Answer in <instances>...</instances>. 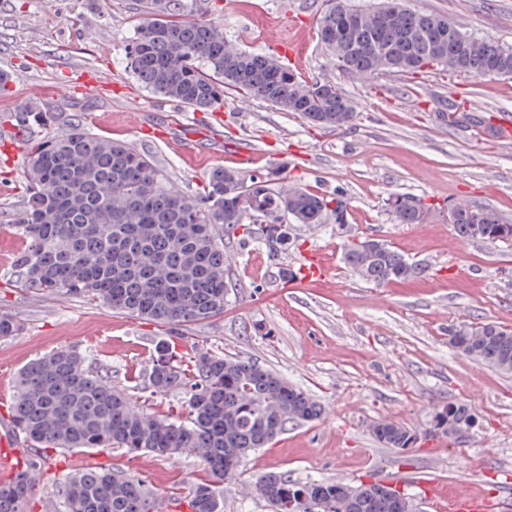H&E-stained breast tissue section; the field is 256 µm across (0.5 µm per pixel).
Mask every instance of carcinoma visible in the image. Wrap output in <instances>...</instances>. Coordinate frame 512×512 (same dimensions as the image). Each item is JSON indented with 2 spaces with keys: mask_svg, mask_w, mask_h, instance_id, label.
<instances>
[{
  "mask_svg": "<svg viewBox=\"0 0 512 512\" xmlns=\"http://www.w3.org/2000/svg\"><path fill=\"white\" fill-rule=\"evenodd\" d=\"M407 0H326L318 36L337 69L359 77L413 74L427 68L478 78H512V47L480 40L448 18L411 9ZM140 19L126 50L131 74L146 89L192 109L209 110L231 90L245 99L298 112L311 124L340 129L355 117L341 87L307 80L267 54L238 48L216 21L194 18L196 0H138ZM28 129L50 122L30 109ZM24 207L13 223L26 241L15 267L20 287L64 291L164 326H186L224 312V238L263 225L264 244L277 257L298 231L334 220L348 223L341 193L320 194L288 181L278 167L244 171L215 167L205 191L182 193L146 155L80 126L39 139L25 160ZM386 206L399 224H423L431 206L415 195L391 194ZM448 215L465 240L511 243L490 234L512 223L496 211L453 205ZM483 226L488 235L477 234ZM344 265L377 287L420 278L428 267L405 258L386 240L353 236ZM448 344L471 360L512 372V331L495 322L453 323ZM143 390L182 395L186 416H159L131 405L125 392L60 349L19 372L11 417L30 453L10 481L0 482V512H26L33 478L45 470L43 450L81 452L125 448L157 457L191 452L209 469L189 501L191 512H221L218 484L250 452L271 444L288 425L319 418L322 407L277 372L250 357L196 349L183 363L163 349L144 376ZM478 417L462 401L438 407L428 435L452 442L472 433ZM384 447L404 451L421 436L391 421L370 425ZM256 490L285 512L288 493L317 506L313 512H401L373 485L336 480L297 482L269 473ZM65 512H160L145 482L108 466L72 474L61 487Z\"/></svg>",
  "mask_w": 512,
  "mask_h": 512,
  "instance_id": "carcinoma-1",
  "label": "carcinoma"
}]
</instances>
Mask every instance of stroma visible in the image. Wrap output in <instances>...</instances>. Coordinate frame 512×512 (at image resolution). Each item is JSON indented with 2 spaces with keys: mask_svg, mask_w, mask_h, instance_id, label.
Masks as SVG:
<instances>
[{
  "mask_svg": "<svg viewBox=\"0 0 512 512\" xmlns=\"http://www.w3.org/2000/svg\"><path fill=\"white\" fill-rule=\"evenodd\" d=\"M197 19L223 17L224 32L241 48L269 52L267 27L292 28L302 40L292 68L309 80L341 86L356 106L350 126H313L293 112L228 93L210 111H193L144 89L125 68V48L138 20L135 0H0V126L23 109L53 115L42 137L74 125L120 139L149 156L189 194L213 167L229 165L235 144L251 145L265 163L285 164L289 180L324 194L343 191L347 231L328 223L302 231L288 252L270 257L259 225L227 253L224 312L180 328L113 311L62 292L17 287L14 261L23 247L10 219L25 195L24 157L30 145L0 140V313L17 320V336L0 340V419L7 417L20 369L61 348H73L111 375L132 405L159 415L182 411L177 392L143 393L140 382L162 343L187 361L196 347L240 354L283 375L320 401L318 420L288 427L266 448L246 456L222 483L224 512H273L254 491L270 472L298 481L359 482L399 472L414 512H432L423 486L467 485L492 502L512 505V372L477 363L448 344V326L493 321L512 327V245L458 237L447 208L461 202L495 209L512 222V143L441 114L462 111L512 119V79L487 81L435 69L363 79L337 70L317 36L322 0H197ZM445 15L481 39L512 46V0H409ZM110 79L105 90L69 92L75 71ZM410 193L432 204L427 223L399 224L384 202ZM387 240L430 274L383 287L367 284L342 260L348 235ZM322 250L332 267L317 282L283 279L300 255ZM460 400L479 417L461 443L429 441L410 452L381 447L372 422L392 420L425 433L439 405ZM142 479L167 500L188 497L207 475L203 461L182 454L49 452L35 477L28 512H62L57 485L96 466Z\"/></svg>",
  "mask_w": 512,
  "mask_h": 512,
  "instance_id": "35a3bbf8",
  "label": "stroma"
}]
</instances>
